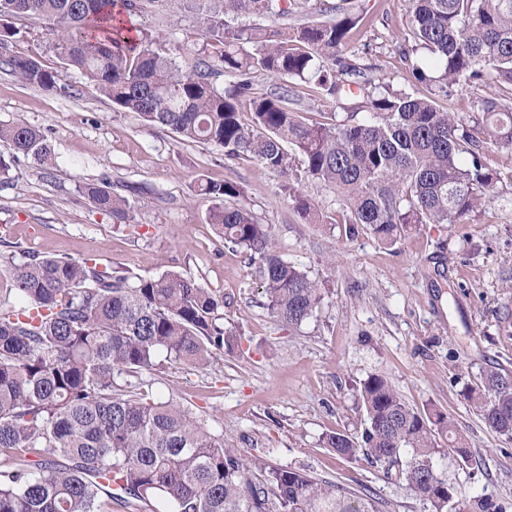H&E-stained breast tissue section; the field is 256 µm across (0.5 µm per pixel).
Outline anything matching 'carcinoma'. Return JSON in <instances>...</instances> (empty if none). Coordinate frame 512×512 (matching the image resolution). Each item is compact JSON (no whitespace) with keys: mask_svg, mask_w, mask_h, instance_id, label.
<instances>
[{"mask_svg":"<svg viewBox=\"0 0 512 512\" xmlns=\"http://www.w3.org/2000/svg\"><path fill=\"white\" fill-rule=\"evenodd\" d=\"M151 0H0V57L19 80L69 94L58 73L10 53L16 22L42 21L66 69L81 73L121 112L171 130L186 142L224 148L290 176L303 173L336 194L346 233L369 232L394 244L420 224H466L500 181L489 148L512 145V0H409L411 64L428 96L366 78L349 54L347 34L361 17L348 0L324 9L323 21L264 28L241 16H286L297 0H206L198 21L211 51L185 70L153 47L132 17ZM279 91L256 96L251 75ZM224 77L220 91L213 79ZM495 86L459 113L439 104L453 88ZM312 84L348 102L346 113L309 123L296 111V87ZM249 98L251 119L239 101ZM0 183L20 158L53 167L48 136L28 125L0 126ZM198 192L213 202L208 223L224 245L258 265L264 306L284 325L310 319L321 285L286 260L270 225L242 202L238 182L202 177ZM78 192L119 224L132 205L108 180ZM14 298L0 299V512H112L120 494L155 503L158 512H380L371 494L296 470L255 473L224 434L171 402L147 398L143 375L160 355L207 367L213 352L233 350L224 329V295L177 272L132 275L90 259L28 255L9 260ZM476 407L500 433H512V378L486 376ZM367 412L362 443L332 433L325 443L352 458L398 465V475L431 512H465L433 457L437 438L469 459L465 438L448 416H423L392 385L371 376L361 387Z\"/></svg>","mask_w":512,"mask_h":512,"instance_id":"cac0c4a2","label":"carcinoma"}]
</instances>
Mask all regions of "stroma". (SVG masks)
Returning <instances> with one entry per match:
<instances>
[{"label":"stroma","instance_id":"obj_1","mask_svg":"<svg viewBox=\"0 0 512 512\" xmlns=\"http://www.w3.org/2000/svg\"><path fill=\"white\" fill-rule=\"evenodd\" d=\"M352 5L361 21L350 33L351 54L368 65V78L408 88L399 48L411 37L408 0ZM198 7L197 0H163L141 19L157 49L175 50L185 69L206 47ZM20 28L11 53L39 58L72 93L64 97L0 69V125L44 129L56 156L49 173L20 160L12 184L0 188L1 295L12 286L6 257L30 253L92 258L143 276L193 277L223 293L224 327L237 343L204 369L162 362L145 375L154 399L190 408L257 466L373 493L381 512H430L395 470L324 444L335 432L361 434L360 388L379 375L409 406L447 414L466 436L470 460L452 453L444 437L434 455L466 512L512 505V435L489 427L467 398L489 373L512 376V148L489 150L500 180L470 223L426 224L393 246L370 234L350 239L337 222L335 195L322 183L299 185L323 216L312 224L294 211L279 173L114 111L79 72L61 68L48 28ZM201 175L239 182L253 214L273 226L284 258L321 284L322 307L300 328L267 312L256 267L225 249L208 224L212 203L196 190ZM104 177L132 203V225L114 223L79 195V184Z\"/></svg>","mask_w":512,"mask_h":512}]
</instances>
